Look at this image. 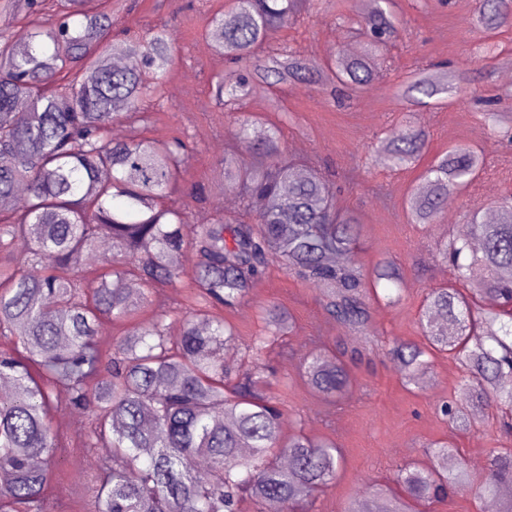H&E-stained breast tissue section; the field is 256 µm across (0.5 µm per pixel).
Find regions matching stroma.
<instances>
[{
  "mask_svg": "<svg viewBox=\"0 0 512 512\" xmlns=\"http://www.w3.org/2000/svg\"><path fill=\"white\" fill-rule=\"evenodd\" d=\"M99 9L114 12L115 28L142 33L167 25L178 47L162 100L148 103L147 123H121L114 133L166 140L188 139L191 150L181 167L176 199L186 205L195 224L210 222L216 211L232 213L236 194L215 195L211 184L221 171L225 153L240 151L231 130L237 116H254L280 128L286 154L295 163L314 162L324 168L340 190V214L359 223L354 257L365 275L377 263L398 267L399 283L382 282L379 298L371 299L372 325L381 346L363 362L351 365L345 397L331 402L303 381L302 363L313 352L334 350L343 332L324 311L315 283L289 274L270 261L250 296L225 310L237 341L226 360L239 365L256 336L262 335L261 307L288 311L291 327L268 342L260 354L275 376L266 388L280 402L284 430L326 438L341 449L343 463L335 479L314 494L309 512H345L373 484L394 485L406 464L430 467L434 443L448 441L475 473H483L493 449L511 442L499 430L495 410L486 408L477 428L454 430L440 411L449 400L464 401L463 372L451 355L437 352L418 386L402 384L398 366L387 354L396 341L422 342L419 314L432 289L448 285L451 275L436 244L448 240L470 211L490 199L512 195V142L488 122L484 100L512 113V84L499 78L512 67V23L494 34L469 26L478 0H396L399 31L387 53L386 66L371 86L353 99L337 102L330 89L292 85L271 90L255 86L240 115L225 113L211 92L212 77L224 70V59L207 42L208 23L228 0H97ZM367 0H313L308 14L291 20L276 33L272 45L327 62L352 34L345 18ZM446 63L462 91L447 104L403 107L388 89L418 67ZM408 128L428 136L424 162L448 147L471 145L482 150L485 166L478 179L448 200V214L439 223H408L405 200L418 185L420 168L392 170L376 161L381 138ZM399 292L397 304L385 294ZM106 448H69L58 455L52 473L50 512H93L95 469L108 457Z\"/></svg>",
  "mask_w": 512,
  "mask_h": 512,
  "instance_id": "stroma-1",
  "label": "stroma"
}]
</instances>
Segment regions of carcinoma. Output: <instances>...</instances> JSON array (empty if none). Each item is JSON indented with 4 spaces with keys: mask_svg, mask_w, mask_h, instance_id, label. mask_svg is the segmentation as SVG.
Instances as JSON below:
<instances>
[{
    "mask_svg": "<svg viewBox=\"0 0 512 512\" xmlns=\"http://www.w3.org/2000/svg\"><path fill=\"white\" fill-rule=\"evenodd\" d=\"M350 18L367 39L357 56L337 55L326 66L286 50L259 54L290 21L303 0H232L211 20L214 50L236 68L212 79L224 111L237 112L257 84L338 85L360 92L377 79L381 51L397 33L395 0H371ZM39 0H0V20L24 21L28 38L0 36V512H48L51 473L58 450L79 445L110 448L98 468L95 512H239V503L275 500L282 512H308L309 499L331 483L342 453L329 441L302 433L285 436L284 413L264 392L268 370L252 362L233 376L224 351L235 331L213 308H233L278 258L320 287L325 312L347 332L330 354L312 353L303 377L318 393L341 399L348 363L369 358L379 339L370 334L367 289L353 255L357 221L336 210L334 185L321 169L288 163L279 130L256 133L240 119L235 138L251 154H224V191L240 195L242 212H222L192 225L172 199L187 144L130 135L112 127L145 122L144 103L164 94L174 64V36L164 25L141 36L109 42L112 15L92 0H59V12L42 20ZM512 21V0H483L476 22L492 31ZM457 92L437 68L411 71L394 91L404 106ZM426 134L409 129L379 141L390 168L416 165ZM483 166L473 146H454L423 171L422 186L407 201L411 224H436L448 197L472 182ZM489 223L481 211L441 251L464 289H433L419 324L426 343L395 341L388 349L406 384L428 371L431 351L448 352L467 375L464 403L441 407L450 423L467 429L474 409L512 414V204L496 207ZM28 243L13 257L15 241ZM109 242L124 262L93 272L83 291L84 254ZM190 255L189 268L172 257ZM489 275L472 279L475 267ZM193 283L201 309L170 335V311L157 305L134 323L104 360L99 329L132 319L160 288ZM274 336L290 317L275 305L262 309ZM73 408L92 407V422L69 436L53 431L56 392ZM439 467L401 469L404 496L373 485L347 512H410V502H430L477 487L497 495L512 482V448L489 453L485 473H473L457 450L434 444Z\"/></svg>",
    "mask_w": 512,
    "mask_h": 512,
    "instance_id": "1",
    "label": "carcinoma"
}]
</instances>
